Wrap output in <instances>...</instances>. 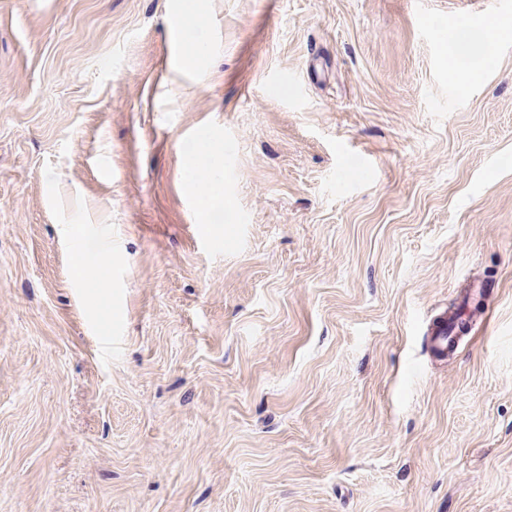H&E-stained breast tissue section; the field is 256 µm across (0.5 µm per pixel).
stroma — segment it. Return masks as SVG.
<instances>
[{
  "mask_svg": "<svg viewBox=\"0 0 512 512\" xmlns=\"http://www.w3.org/2000/svg\"><path fill=\"white\" fill-rule=\"evenodd\" d=\"M179 4L0 0V512H512V4ZM215 167L216 153L209 142H202L196 148L189 168L203 196H210L215 190ZM112 264V253L106 249L95 252H86L77 258V265L82 273L106 269Z\"/></svg>",
  "mask_w": 512,
  "mask_h": 512,
  "instance_id": "obj_1",
  "label": "stroma"
}]
</instances>
